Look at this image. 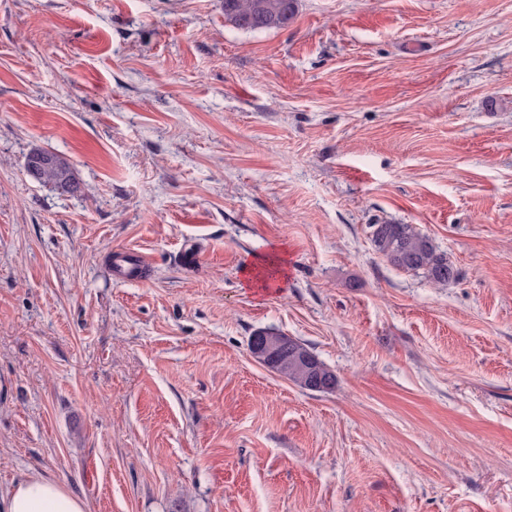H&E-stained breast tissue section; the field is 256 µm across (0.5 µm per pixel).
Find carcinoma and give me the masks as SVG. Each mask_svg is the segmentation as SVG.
Masks as SVG:
<instances>
[{
  "instance_id": "1",
  "label": "carcinoma",
  "mask_w": 512,
  "mask_h": 512,
  "mask_svg": "<svg viewBox=\"0 0 512 512\" xmlns=\"http://www.w3.org/2000/svg\"><path fill=\"white\" fill-rule=\"evenodd\" d=\"M297 0H224V17L242 29L279 28L288 25L296 13ZM28 174L62 193H74L78 183L69 163L46 151H34L27 158ZM371 239L377 251L392 266L422 272L435 285L455 281L458 270L432 240L410 224H372Z\"/></svg>"
}]
</instances>
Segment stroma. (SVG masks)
Returning <instances> with one entry per match:
<instances>
[{
    "mask_svg": "<svg viewBox=\"0 0 512 512\" xmlns=\"http://www.w3.org/2000/svg\"><path fill=\"white\" fill-rule=\"evenodd\" d=\"M32 475L89 512H512V0H0V489ZM297 0H224V16L242 29L279 28L296 13ZM37 159L40 160L38 166L32 165ZM26 168L34 180L50 184L61 193H74L78 189L69 163L54 153L33 151L27 158ZM370 229L374 246L392 266L422 271L435 285H445L458 278V270L447 255L439 252L432 240L412 225L374 224ZM282 259L279 256H263L257 257L250 264L243 268L245 280L252 287L265 288L266 283H269L272 278L266 281L267 276L275 271V275L280 274ZM270 330V329H268ZM273 330L267 331V330H260L256 333H267V334H273L275 336H255L253 340V349L255 352V357L260 359L263 362L271 363L275 366H281L284 364L288 365V372H279L282 374L281 376L287 378L288 380L294 382L295 384L299 385L300 387L312 391H321L320 389H313L309 388V383L305 381L304 377L299 372L298 368L295 367L293 364H288V358H283L282 356V345H283V339L279 336V334H276L274 332H271ZM255 333V334H256ZM254 334V335H255ZM253 335V336H254ZM286 337V336H282ZM288 355L294 354V352L303 354L308 353L310 354L315 361L309 356V355H302L301 357L299 355H296V357L292 358V361L299 365L303 370L308 374L311 375L314 380L318 383L319 386H328L333 383V380L330 376L325 377L322 373H332L323 362L319 361V359L306 347L304 344H302L299 341H295L291 338H288V349H287ZM316 362V364H315ZM318 366V367H317ZM320 372L319 371V369Z\"/></svg>",
    "mask_w": 512,
    "mask_h": 512,
    "instance_id": "35a3bbf8",
    "label": "stroma"
}]
</instances>
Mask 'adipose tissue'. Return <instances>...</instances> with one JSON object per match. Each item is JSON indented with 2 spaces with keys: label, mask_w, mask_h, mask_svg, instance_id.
<instances>
[{
  "label": "adipose tissue",
  "mask_w": 512,
  "mask_h": 512,
  "mask_svg": "<svg viewBox=\"0 0 512 512\" xmlns=\"http://www.w3.org/2000/svg\"><path fill=\"white\" fill-rule=\"evenodd\" d=\"M0 512H88V507L61 485L30 476L0 490Z\"/></svg>",
  "instance_id": "1"
}]
</instances>
